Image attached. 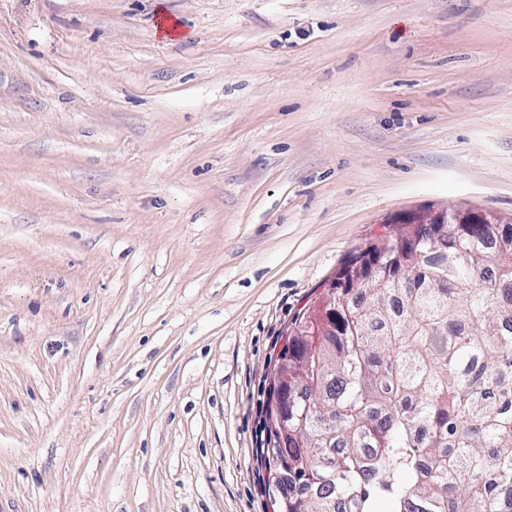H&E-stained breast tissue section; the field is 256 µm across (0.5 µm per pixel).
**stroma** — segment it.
<instances>
[{
  "label": "stroma",
  "mask_w": 512,
  "mask_h": 512,
  "mask_svg": "<svg viewBox=\"0 0 512 512\" xmlns=\"http://www.w3.org/2000/svg\"><path fill=\"white\" fill-rule=\"evenodd\" d=\"M443 211L512 223V0H0V512H273L292 321Z\"/></svg>",
  "instance_id": "35a3bbf8"
}]
</instances>
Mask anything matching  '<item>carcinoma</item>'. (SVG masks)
Instances as JSON below:
<instances>
[{
    "label": "carcinoma",
    "instance_id": "carcinoma-1",
    "mask_svg": "<svg viewBox=\"0 0 512 512\" xmlns=\"http://www.w3.org/2000/svg\"><path fill=\"white\" fill-rule=\"evenodd\" d=\"M431 228L401 277L336 292L311 352L297 315L288 477L265 462L288 512H512V224H450L444 246Z\"/></svg>",
    "mask_w": 512,
    "mask_h": 512
}]
</instances>
